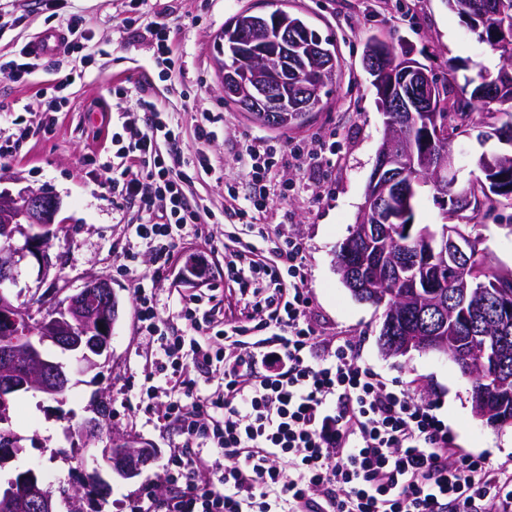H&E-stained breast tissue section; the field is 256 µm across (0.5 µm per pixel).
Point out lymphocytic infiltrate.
Here are the masks:
<instances>
[{
	"instance_id": "1",
	"label": "lymphocytic infiltrate",
	"mask_w": 512,
	"mask_h": 512,
	"mask_svg": "<svg viewBox=\"0 0 512 512\" xmlns=\"http://www.w3.org/2000/svg\"><path fill=\"white\" fill-rule=\"evenodd\" d=\"M137 107L138 114L119 113L117 149L103 164L113 195L146 214L128 225V238L156 255L180 256L183 276L208 284L211 261L180 249L206 224L188 198L181 116L146 97ZM245 153L255 190L243 198L230 192L224 215L274 258L247 269L225 265L250 313L229 321L189 306L185 334L171 335L152 290L135 288L145 377L170 384L175 396L161 419L182 439L170 450L173 495L161 502L144 493L132 512H512V466L453 459V439L432 406L359 363L349 342L321 338L310 322L301 242L258 220L272 191L266 176L303 165L305 148L258 138ZM190 365L215 376L214 393H198ZM215 454L224 459L221 473L200 485Z\"/></svg>"
}]
</instances>
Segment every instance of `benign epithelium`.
Returning a JSON list of instances; mask_svg holds the SVG:
<instances>
[{
  "label": "benign epithelium",
  "instance_id": "obj_1",
  "mask_svg": "<svg viewBox=\"0 0 512 512\" xmlns=\"http://www.w3.org/2000/svg\"><path fill=\"white\" fill-rule=\"evenodd\" d=\"M384 108L391 112H404L413 119L417 112L436 111L435 92L426 70L417 62L408 61L399 67V79L379 83ZM418 130L421 155L406 159L386 136L378 151L377 161L370 178L369 189L360 215L374 210L380 214L383 225L361 228L365 238L388 232L387 225L401 223L410 213L413 185L428 187L438 198V189L450 183L459 185V160L455 151L440 153L430 168L431 176L423 180L420 169L424 153L435 140L447 138L448 129L439 123L415 126ZM495 159L484 158L481 181L488 195L507 192L496 175ZM60 210L59 200L45 192L24 189L14 194L0 189V417L7 416V400L13 393L39 389L56 398L68 386L63 366L45 357L43 345L47 342L80 354V359L97 364V359L110 355L112 330L118 318V302L111 283L102 278L89 280L77 294L67 297L59 307L34 319L16 306L11 289L18 286V267L28 257L34 258L43 269L52 266L49 254L52 230ZM401 259L392 267L390 276L401 279L411 257V243L419 237L428 243L426 255L430 260L448 261L459 267L471 263L473 236L457 225L443 224L438 229L429 227L416 231L399 226ZM24 244L16 245L17 238ZM353 295L362 297L361 282L371 278V271L358 263L349 265L343 274ZM421 336L399 338L393 335V324L385 321L381 329V343L392 355H405L412 350H433L446 353V346L435 340L447 322L429 312L417 314ZM155 459L154 449L137 441L113 437L105 449L103 461L114 473L132 478ZM58 490L47 486L29 470L16 474L8 486L0 488V512H56Z\"/></svg>",
  "mask_w": 512,
  "mask_h": 512
}]
</instances>
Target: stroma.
<instances>
[{
    "label": "stroma",
    "instance_id": "obj_1",
    "mask_svg": "<svg viewBox=\"0 0 512 512\" xmlns=\"http://www.w3.org/2000/svg\"><path fill=\"white\" fill-rule=\"evenodd\" d=\"M258 0H147L134 10L130 0H57L48 10L42 0H0V61L13 59L41 32L62 29L68 17L80 19L83 33L78 52L43 56L40 70L12 79L0 76V141L11 138L16 126L28 135L16 141L11 157L0 159V186L27 188L55 195L62 222L50 247L54 262L41 275L34 260L21 266L18 304L37 310V288H53L58 299L76 293L88 277L111 281L119 305L112 331L111 357L86 367L75 356L53 345L45 351L62 362L70 383L64 400L28 392L14 401L12 428L25 436L24 448L0 466V484L18 472L34 470L53 486L77 487L82 512H130L145 489L167 492L166 475L172 444L178 435L162 426L157 409L140 400L146 388L142 366L145 346L136 326V300L130 278L117 267L128 247L127 227L139 222L136 207L114 198L101 164L112 153L118 129L115 91L128 90V109L140 96L180 113L181 147L195 148V128L202 115L217 116L215 139L207 146L215 169L206 174L188 168L192 197L211 215L209 238L191 240L190 249L221 250L228 225L224 218V184H245L240 155L249 140L263 136L285 145L322 137L318 159L282 173L287 197L274 198L269 215L287 220L291 235L302 239L304 264L311 288L309 318L328 339L344 337L360 358L385 379L409 387L420 402L436 407L460 453L485 457L490 463L512 464V427L498 428L477 419L472 389L459 367L443 354L412 351L385 356L378 344L383 308L357 301L341 281L336 255L356 220L372 175L384 132L385 118L376 107V89L362 64L365 45L373 40L395 43L438 79L458 66L460 76L496 70L499 54L471 31L446 0H288L289 11L304 17L322 37L332 41L339 60L336 77L321 91L324 107L302 126L279 131L250 121L224 101L218 80L213 39L225 21ZM131 18L143 28L162 21L171 30L173 64L164 70L155 62L156 47L133 40L118 20ZM74 71L71 85L57 88L58 69ZM481 247L498 267L512 270V207L506 217L480 225ZM140 276L153 281L158 308L175 333L186 329L180 315L193 289L178 275L177 260L151 252L137 262ZM104 401L102 430L95 443H84L71 428L91 414L94 397ZM144 440L157 448L155 460L132 479L106 471L101 458L111 437ZM103 472L111 485L107 500L89 486L94 472Z\"/></svg>",
    "mask_w": 512,
    "mask_h": 512
}]
</instances>
